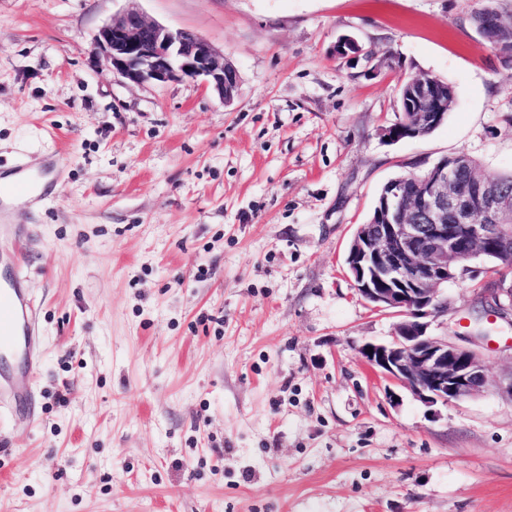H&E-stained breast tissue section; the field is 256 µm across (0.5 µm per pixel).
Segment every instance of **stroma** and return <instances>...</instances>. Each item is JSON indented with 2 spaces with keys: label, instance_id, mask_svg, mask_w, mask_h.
I'll return each mask as SVG.
<instances>
[{
  "label": "stroma",
  "instance_id": "1",
  "mask_svg": "<svg viewBox=\"0 0 512 512\" xmlns=\"http://www.w3.org/2000/svg\"><path fill=\"white\" fill-rule=\"evenodd\" d=\"M512 0H0V173L37 310L33 417L0 412V512H512V326L476 337L487 260L428 331L479 351L482 393L429 406L360 348L399 318L347 270L390 179L464 152L512 172V64L473 21ZM210 42L231 102L133 84L87 50L128 6ZM353 38L361 53L335 46ZM456 103L387 140L402 82ZM59 161L60 158L55 156L46 160L21 158L17 162L14 174L19 178L8 185L0 181V221L2 224H5L9 216L8 197L23 194L34 202H40L48 197L50 185L44 183L43 178L50 175Z\"/></svg>",
  "mask_w": 512,
  "mask_h": 512
}]
</instances>
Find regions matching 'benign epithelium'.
I'll return each instance as SVG.
<instances>
[{
  "instance_id": "obj_1",
  "label": "benign epithelium",
  "mask_w": 512,
  "mask_h": 512,
  "mask_svg": "<svg viewBox=\"0 0 512 512\" xmlns=\"http://www.w3.org/2000/svg\"><path fill=\"white\" fill-rule=\"evenodd\" d=\"M493 44L499 18L483 16L478 28ZM89 55L104 57L112 72L134 83L199 82L222 100L236 87V69L194 33L150 22L129 9L105 24ZM445 87L418 75L415 98L426 110L404 112L386 135L396 142L437 127L448 106ZM356 289L375 309L403 317L390 340L367 343L361 354L386 380L435 406L470 398L489 386L481 355L428 332L425 318L445 312L441 286L456 281L483 256L512 267V190L480 174L463 153L445 156L419 177L387 182L377 212L360 224L347 251ZM479 318L512 323V282L502 278L480 296Z\"/></svg>"
}]
</instances>
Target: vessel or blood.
<instances>
[{
    "label": "vessel or blood",
    "mask_w": 512,
    "mask_h": 512,
    "mask_svg": "<svg viewBox=\"0 0 512 512\" xmlns=\"http://www.w3.org/2000/svg\"><path fill=\"white\" fill-rule=\"evenodd\" d=\"M57 159H20L16 181L0 182V221H7L8 199L22 194L39 202L49 195L43 178L57 167ZM37 363L35 308L19 271L0 269V409L32 415V381Z\"/></svg>",
    "instance_id": "1"
}]
</instances>
